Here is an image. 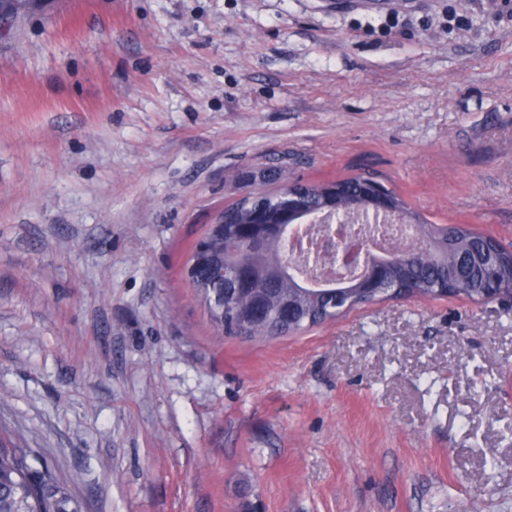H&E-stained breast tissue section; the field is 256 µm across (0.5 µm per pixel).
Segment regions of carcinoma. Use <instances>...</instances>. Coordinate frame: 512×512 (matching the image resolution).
Returning a JSON list of instances; mask_svg holds the SVG:
<instances>
[{
	"mask_svg": "<svg viewBox=\"0 0 512 512\" xmlns=\"http://www.w3.org/2000/svg\"><path fill=\"white\" fill-rule=\"evenodd\" d=\"M367 176L361 174L330 183L301 184V201L311 214L325 212L331 203L341 206V214L368 215L373 198L365 187ZM397 216L404 224L418 230V246L399 247L394 263L381 282L379 297L387 299L394 292L405 291L420 298L438 299L447 291L452 296L468 295L467 275L456 273L458 260L464 254L485 247L484 232L471 224H431L411 211L402 196L392 187L383 186ZM252 208L245 199L224 210V234L206 239L207 253L217 261L231 259L249 273V278L236 285V278L224 276L217 283L207 267L200 265L187 277L201 296L215 330L227 337L242 340L269 339L297 333L336 319L345 311L361 306L359 290L354 282L343 285V297L332 305L306 298V288L293 273H281L287 251V234L271 233L262 244L248 247L236 227L251 221ZM496 257L490 260L487 279L499 288L512 289V248L497 243ZM293 296L299 310L292 316L281 308L283 298ZM322 312L307 319L314 304ZM33 449L19 438L0 437V512H81L69 489L47 465L32 467Z\"/></svg>",
	"mask_w": 512,
	"mask_h": 512,
	"instance_id": "carcinoma-1",
	"label": "carcinoma"
}]
</instances>
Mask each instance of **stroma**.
<instances>
[{"label": "stroma", "instance_id": "1", "mask_svg": "<svg viewBox=\"0 0 512 512\" xmlns=\"http://www.w3.org/2000/svg\"><path fill=\"white\" fill-rule=\"evenodd\" d=\"M372 174L512 244V0H31L0 22V427L82 512H512V305L217 338L214 219Z\"/></svg>", "mask_w": 512, "mask_h": 512}]
</instances>
